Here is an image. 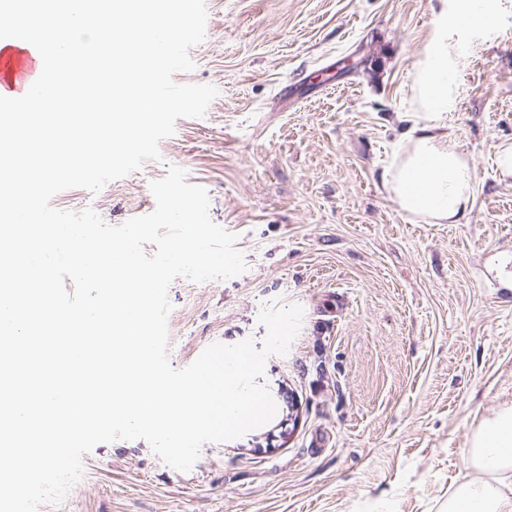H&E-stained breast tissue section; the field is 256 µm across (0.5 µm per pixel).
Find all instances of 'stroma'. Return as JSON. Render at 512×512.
<instances>
[{
	"mask_svg": "<svg viewBox=\"0 0 512 512\" xmlns=\"http://www.w3.org/2000/svg\"><path fill=\"white\" fill-rule=\"evenodd\" d=\"M464 27L461 0H205L181 84L219 95L179 118L161 158L54 208L119 226L151 213L168 166L204 187L247 269L168 290V360L262 342L266 307L301 306L264 382L287 419L204 444L177 471L142 439L97 445L60 504L39 512H446L479 426L512 405V0ZM458 52L448 131L475 171L454 224L403 212L382 180L411 111L414 66L440 14Z\"/></svg>",
	"mask_w": 512,
	"mask_h": 512,
	"instance_id": "obj_1",
	"label": "stroma"
}]
</instances>
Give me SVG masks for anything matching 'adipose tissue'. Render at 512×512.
Masks as SVG:
<instances>
[{
	"instance_id": "obj_1",
	"label": "adipose tissue",
	"mask_w": 512,
	"mask_h": 512,
	"mask_svg": "<svg viewBox=\"0 0 512 512\" xmlns=\"http://www.w3.org/2000/svg\"><path fill=\"white\" fill-rule=\"evenodd\" d=\"M439 36L414 71L415 111L406 113L408 135L383 187L408 215L436 224H452L473 201L474 172L448 132L453 84L449 72L457 57L448 43V18L437 20ZM473 462L491 473L512 471V407L481 424L472 443ZM448 512H512V496L497 484L470 481L448 499Z\"/></svg>"
}]
</instances>
